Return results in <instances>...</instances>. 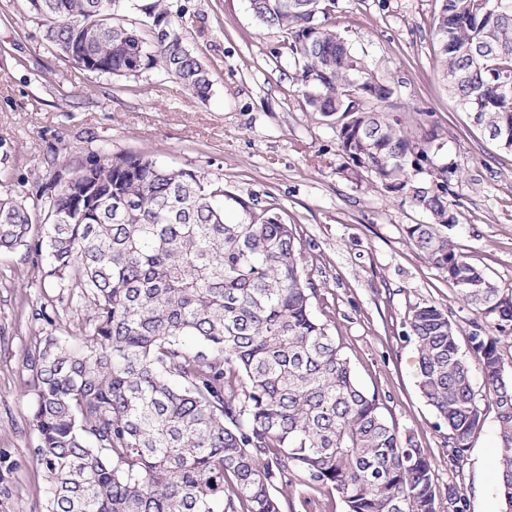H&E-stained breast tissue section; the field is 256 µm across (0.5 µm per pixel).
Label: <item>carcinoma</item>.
Instances as JSON below:
<instances>
[{"mask_svg": "<svg viewBox=\"0 0 512 512\" xmlns=\"http://www.w3.org/2000/svg\"><path fill=\"white\" fill-rule=\"evenodd\" d=\"M126 0H30L48 44L84 69H157L205 97L209 70L184 42L185 7ZM335 0H250L254 18L288 35L302 59L292 75L311 111L336 122L338 148L403 202L427 214L411 244L448 274L479 314L512 325V298L467 262L448 236L456 223L448 168L419 177L443 131L419 133L390 111L392 89L327 25ZM439 68L466 112L512 130V0H440ZM83 192L0 198V248H32L45 277L68 280L92 320L82 344L49 335L27 356L35 400V461L45 512H283L279 489L337 491L347 512H437L432 465L401 437L375 393L356 381L318 288L301 266L292 225L254 194L245 200L204 175L144 154H93ZM241 219H226V206ZM410 331L418 386L462 461L483 418L448 314L419 305ZM469 347L495 406V474L512 512V380L500 339L475 328Z\"/></svg>", "mask_w": 512, "mask_h": 512, "instance_id": "carcinoma-1", "label": "carcinoma"}]
</instances>
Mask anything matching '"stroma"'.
<instances>
[{"mask_svg": "<svg viewBox=\"0 0 512 512\" xmlns=\"http://www.w3.org/2000/svg\"><path fill=\"white\" fill-rule=\"evenodd\" d=\"M186 13L187 45L210 70L207 97L149 69L129 76L91 72L51 49L28 0H0V194L35 196L72 174L88 156L136 152L223 179L240 196L258 193L292 224L302 265L318 284L312 304L328 321L360 385L378 393L401 435L429 459L437 512L456 490L465 512H502L495 470L496 411L462 462L451 460L448 428L418 387L409 323L415 307L444 310L466 351L476 394L479 361L469 353L474 326L501 340L512 375V326L477 314L455 285L410 244L406 228L426 223L371 173L357 174L338 148L336 129L310 111L292 80L298 66L283 34L260 25L249 0H175ZM439 0H336L330 21L352 50L389 81L399 112L431 115L444 137L436 160L455 194L451 235L458 250L512 295V151L474 127L448 94L434 52ZM46 307L50 321L34 319ZM89 307L42 276L34 253L0 251V468L12 495L0 512H43L47 478L32 459L34 392L26 356L45 336L83 337Z\"/></svg>", "mask_w": 512, "mask_h": 512, "instance_id": "35a3bbf8", "label": "stroma"}]
</instances>
